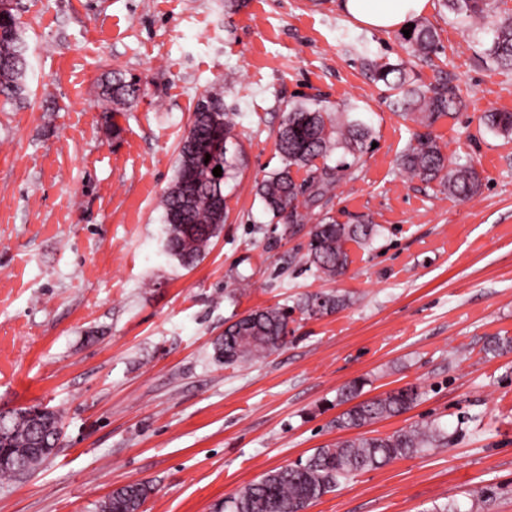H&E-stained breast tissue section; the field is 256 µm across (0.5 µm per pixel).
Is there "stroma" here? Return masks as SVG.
Segmentation results:
<instances>
[{"label":"stroma","mask_w":512,"mask_h":512,"mask_svg":"<svg viewBox=\"0 0 512 512\" xmlns=\"http://www.w3.org/2000/svg\"><path fill=\"white\" fill-rule=\"evenodd\" d=\"M25 28L30 94L0 98V409L57 412L62 438L24 476L0 478V512H99L115 488L148 482L144 512H214L262 474L348 438L336 394L407 386L406 413L362 427L385 436L434 423L451 445L343 481L306 512H512V142L484 113L512 112V73L488 37L429 0L441 52L418 83L452 79L462 104L433 132L472 164L462 200L397 159L414 122L393 111L363 57L407 59L397 31L354 23L337 0H12ZM140 77L136 106L107 111L98 81ZM224 93L238 169L227 218L202 260L165 250L159 201L196 103ZM353 104L374 148L311 216L371 217L346 273L305 264L308 225L271 223L255 184L282 167L289 103ZM341 295L321 318L294 315L280 350L232 365L213 341L246 312Z\"/></svg>","instance_id":"obj_1"}]
</instances>
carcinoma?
I'll return each instance as SVG.
<instances>
[{
  "instance_id": "cac0c4a2",
  "label": "carcinoma",
  "mask_w": 512,
  "mask_h": 512,
  "mask_svg": "<svg viewBox=\"0 0 512 512\" xmlns=\"http://www.w3.org/2000/svg\"><path fill=\"white\" fill-rule=\"evenodd\" d=\"M7 0H0V95L19 99L25 91L29 67L27 47L18 18ZM443 7L464 23H478L492 35L486 54L502 70L512 72V9H500L506 0H441ZM409 55L428 60L439 50L436 30L426 22L414 24L409 37L399 34ZM375 82L395 92L394 106L424 128L412 133L400 156V167L425 182L437 181L462 199L476 195L482 178L475 167H451L432 128L443 116L458 109L457 87L447 79L429 86L419 85L408 71V63H377L365 59ZM102 94L113 105L130 108L145 94L140 78L112 71L102 83ZM332 118L321 107L297 103L288 109L276 133L277 150L283 167L256 184L264 211L273 221L303 224L309 214L300 210L299 196L306 193L318 202L328 196L366 151L372 139L371 127L357 107L339 111ZM485 126L504 138H512V112H487ZM238 144L234 113L224 110V92L210 90L198 100L187 132L178 149L174 179L163 192L161 207L167 226V251L185 268L195 266L225 218L224 179L235 170L229 148ZM336 154V165L327 164ZM221 166L222 176L212 170ZM307 178L296 181L299 172ZM376 231L368 217L355 224H341L324 214L309 231L307 263L328 279L342 275L351 263L347 245L367 244ZM345 305V299L326 292L306 295L298 304L308 318L322 317ZM289 310L268 307L253 310L224 328L213 346V357L224 364L269 355L288 343ZM363 382L353 380L338 392L336 400L348 403L361 394ZM422 392L416 385L390 391L352 405L336 418V427L359 429L365 425L399 416L412 409ZM61 434L60 416L45 410L31 414L20 409L0 418V450L11 464L0 467V476L23 475L50 456ZM448 445V436L433 424L390 435L363 434L315 450L306 459L271 470L224 499V512H305L314 502L336 490L349 477L375 470L413 456L427 448ZM152 487L134 482L118 487L101 502L100 512H142Z\"/></svg>"
}]
</instances>
